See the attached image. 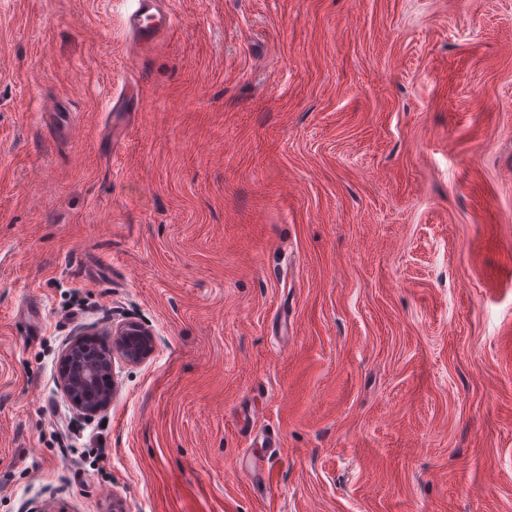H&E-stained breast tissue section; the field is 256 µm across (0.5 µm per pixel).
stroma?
Here are the masks:
<instances>
[{
	"mask_svg": "<svg viewBox=\"0 0 512 512\" xmlns=\"http://www.w3.org/2000/svg\"><path fill=\"white\" fill-rule=\"evenodd\" d=\"M165 5L0 0V512H512V0ZM125 17L136 49H149L161 36L172 29V15L162 8L159 0H131ZM90 337H77L62 354L59 385L73 407L86 416L107 410L112 393L105 382L112 375L116 355L137 363L152 353V334L144 326L126 323L112 326V347L108 356L93 347Z\"/></svg>",
	"mask_w": 512,
	"mask_h": 512,
	"instance_id": "obj_1",
	"label": "stroma"
}]
</instances>
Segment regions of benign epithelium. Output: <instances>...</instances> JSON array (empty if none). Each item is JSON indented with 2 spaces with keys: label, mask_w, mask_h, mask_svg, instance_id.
<instances>
[{
  "label": "benign epithelium",
  "mask_w": 512,
  "mask_h": 512,
  "mask_svg": "<svg viewBox=\"0 0 512 512\" xmlns=\"http://www.w3.org/2000/svg\"><path fill=\"white\" fill-rule=\"evenodd\" d=\"M152 353V334L136 323L112 327V347L103 355L89 337H77L62 354L59 385L73 407L86 416L107 410L112 393L105 382L112 375V357L137 363Z\"/></svg>",
  "instance_id": "benign-epithelium-1"
}]
</instances>
